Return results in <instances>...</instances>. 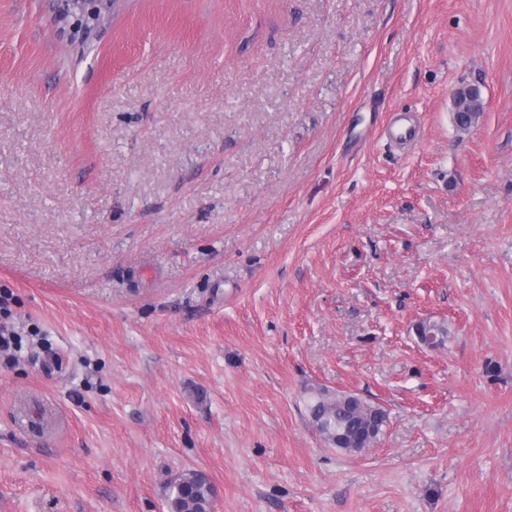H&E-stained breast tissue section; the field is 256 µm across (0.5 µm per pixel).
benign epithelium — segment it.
<instances>
[{
    "instance_id": "obj_1",
    "label": "benign epithelium",
    "mask_w": 512,
    "mask_h": 512,
    "mask_svg": "<svg viewBox=\"0 0 512 512\" xmlns=\"http://www.w3.org/2000/svg\"><path fill=\"white\" fill-rule=\"evenodd\" d=\"M54 24L71 42L85 44L121 0H47Z\"/></svg>"
}]
</instances>
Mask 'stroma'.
<instances>
[{
  "instance_id": "stroma-1",
  "label": "stroma",
  "mask_w": 512,
  "mask_h": 512,
  "mask_svg": "<svg viewBox=\"0 0 512 512\" xmlns=\"http://www.w3.org/2000/svg\"><path fill=\"white\" fill-rule=\"evenodd\" d=\"M0 289V512H512V0H0ZM54 24L70 42L85 44L122 0H47ZM460 97L457 101L458 111L454 113V121L456 125L463 129L464 125L471 120L475 121L476 105L481 101L479 95H474L470 87H463L458 91ZM466 112H462V111ZM305 403L312 422L316 420L322 425L317 431L325 442L347 453H358L364 448L363 452L374 445L388 420L387 412L380 405L363 398L352 401L346 392L313 387ZM168 512H209L213 508L215 489L208 476L188 471L171 480Z\"/></svg>"
}]
</instances>
